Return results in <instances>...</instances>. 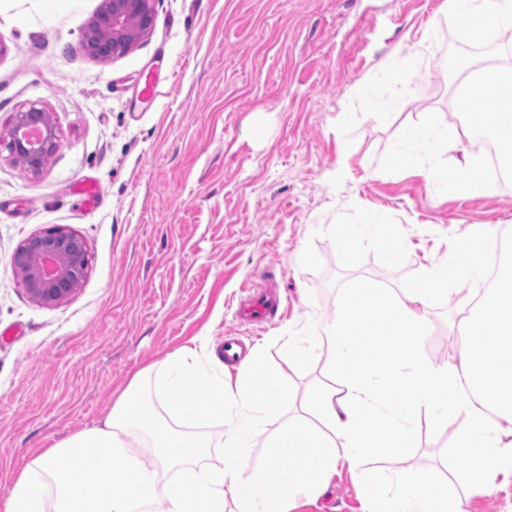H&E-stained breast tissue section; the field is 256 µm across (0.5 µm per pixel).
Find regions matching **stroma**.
<instances>
[{"mask_svg": "<svg viewBox=\"0 0 512 512\" xmlns=\"http://www.w3.org/2000/svg\"><path fill=\"white\" fill-rule=\"evenodd\" d=\"M443 0H156L151 34L100 61L81 26L100 0H0V131L32 106L54 118L61 144L41 174L0 152V502L45 443L92 425L148 363L201 336L263 342L262 381L288 356V337L341 312L351 289L401 292L434 260L457 263L454 239L494 226L512 240V188L432 197L415 169L379 168L388 141L418 113L456 125L453 40ZM439 38L407 75L415 97L390 122L373 119L355 87L391 51H415L429 23ZM157 92L136 99L146 74ZM347 137H339L340 126ZM97 183L88 205L79 180ZM388 214L408 248L347 237L363 212ZM62 225L84 238L89 274L66 303L33 302L13 269L18 244ZM271 286L286 310L242 321L245 289ZM461 300L434 303L437 365L457 355ZM324 359L297 363L282 386L290 413L314 417L310 392ZM464 417L416 423L410 447L372 453L373 466L417 484L440 464ZM468 512H512V479L472 491L452 483ZM348 470L294 512H362Z\"/></svg>", "mask_w": 512, "mask_h": 512, "instance_id": "35a3bbf8", "label": "stroma"}]
</instances>
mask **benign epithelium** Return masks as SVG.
<instances>
[{
    "label": "benign epithelium",
    "mask_w": 512,
    "mask_h": 512,
    "mask_svg": "<svg viewBox=\"0 0 512 512\" xmlns=\"http://www.w3.org/2000/svg\"><path fill=\"white\" fill-rule=\"evenodd\" d=\"M105 23L110 38L96 37ZM155 24V0H101L99 12L85 25L82 46L95 58L110 59L150 35ZM13 163L40 174L60 146L52 115L32 106L14 114L7 133L0 132ZM88 250L74 231L54 226L24 240L16 249L14 270L30 298L57 305L72 296L88 274Z\"/></svg>",
    "instance_id": "benign-epithelium-1"
}]
</instances>
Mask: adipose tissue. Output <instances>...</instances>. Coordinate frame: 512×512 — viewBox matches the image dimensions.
<instances>
[{"instance_id": "ef3b65f1", "label": "adipose tissue", "mask_w": 512, "mask_h": 512, "mask_svg": "<svg viewBox=\"0 0 512 512\" xmlns=\"http://www.w3.org/2000/svg\"><path fill=\"white\" fill-rule=\"evenodd\" d=\"M415 65L414 56L393 54L358 86L372 117L386 121L405 109L403 77ZM491 241L487 233L460 240L455 248L464 260L456 270L431 263L397 299L357 289L345 299L342 319L289 337V356L319 353L341 379L318 398L321 426L295 417L267 432L283 392L256 389L262 349H253L230 381L220 358H201L185 346L137 372L93 426L27 462L0 512H224L229 497L235 512H289L296 497L323 494L341 466L358 473L365 491L383 485V499L369 500L367 512H465L461 496L448 492L458 464L477 491L512 475V265L502 288L483 294L459 322L466 341L451 363L438 367L411 357L401 367L383 365L367 356L363 338L377 326L369 319L376 312L387 347L421 344L428 309L452 281L485 280ZM151 376L158 384L152 396L143 388ZM166 403L169 414H160ZM421 414L439 424L457 415L467 422L426 485L397 471L367 469L375 428L385 426L387 445L400 450L410 445ZM262 434L275 454L258 464L251 452ZM216 447L222 456L214 467L209 458ZM285 457L293 462L287 470Z\"/></svg>"}]
</instances>
